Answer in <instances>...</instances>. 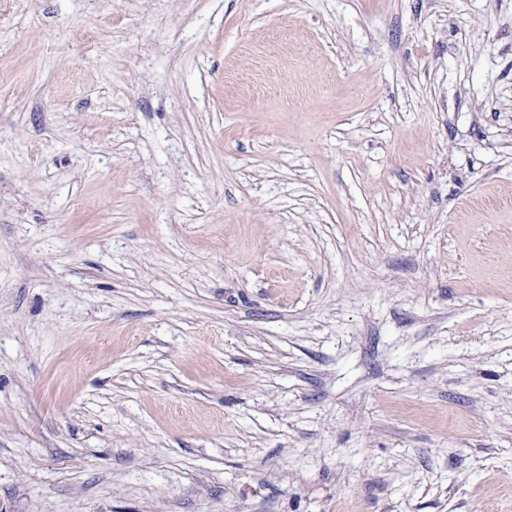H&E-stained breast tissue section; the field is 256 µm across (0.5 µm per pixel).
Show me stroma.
I'll use <instances>...</instances> for the list:
<instances>
[{
    "label": "stroma",
    "instance_id": "1",
    "mask_svg": "<svg viewBox=\"0 0 512 512\" xmlns=\"http://www.w3.org/2000/svg\"><path fill=\"white\" fill-rule=\"evenodd\" d=\"M0 512H512V0H0Z\"/></svg>",
    "mask_w": 512,
    "mask_h": 512
}]
</instances>
